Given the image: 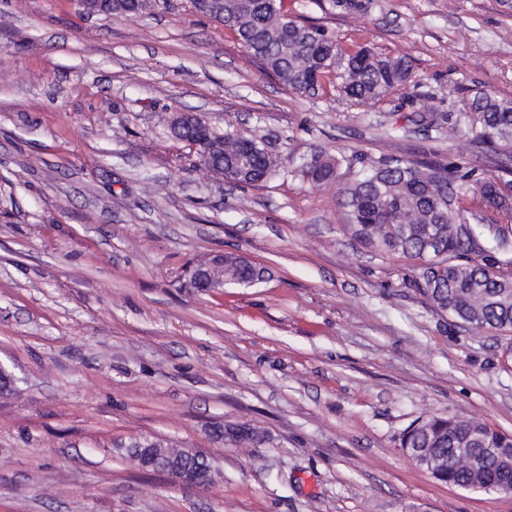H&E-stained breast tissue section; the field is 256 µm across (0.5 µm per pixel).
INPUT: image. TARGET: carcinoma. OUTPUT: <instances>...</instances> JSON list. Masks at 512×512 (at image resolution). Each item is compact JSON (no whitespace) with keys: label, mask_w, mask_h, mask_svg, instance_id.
Segmentation results:
<instances>
[{"label":"carcinoma","mask_w":512,"mask_h":512,"mask_svg":"<svg viewBox=\"0 0 512 512\" xmlns=\"http://www.w3.org/2000/svg\"><path fill=\"white\" fill-rule=\"evenodd\" d=\"M195 7L233 30L265 70L298 93L317 94L334 73L342 92L362 102L386 95L412 75L406 56L344 47L322 26L288 10L286 0H195ZM472 106L482 116L480 126L471 128L475 141L512 144L511 99L484 93L472 100ZM207 141L223 144L224 152L211 160L217 170L237 177L241 184L264 182L274 171L275 162L261 139L230 130L219 135L211 129ZM338 166L339 159L322 155L300 164L318 180L333 178ZM467 191L465 184L448 178L444 164L388 155L361 166L341 187L348 208L346 224L363 245L407 257L442 254L443 267L434 283L426 282L423 288L434 310L449 312L475 332L512 329V282L490 278L485 266L467 259L474 250L473 238L481 237V225L473 224L471 233H463L465 210L451 206ZM478 192L486 207L512 209V195L499 193L490 180L483 181ZM475 428V422L459 414L426 418L405 431L400 447L426 448L431 457L448 460V465L431 472L441 483L461 489L511 484L512 471L494 457L484 458L478 471L453 464L457 454H484L481 444L470 439Z\"/></svg>","instance_id":"cac0c4a2"}]
</instances>
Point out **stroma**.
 <instances>
[{
    "label": "stroma",
    "mask_w": 512,
    "mask_h": 512,
    "mask_svg": "<svg viewBox=\"0 0 512 512\" xmlns=\"http://www.w3.org/2000/svg\"><path fill=\"white\" fill-rule=\"evenodd\" d=\"M301 14L343 45L408 55L412 82L358 103L282 85L193 0L102 14L80 0H0V512H512V497L436 481L399 446L431 416L512 434V331L471 335L435 312L418 260L361 245L322 154L381 155L512 182V147L466 127L480 91L512 99V0H374ZM193 112L263 138L276 161L228 185L173 137ZM485 227L472 258L512 274V213L460 201ZM224 251L249 288H186ZM238 424L257 441L214 442ZM143 436L208 458L212 487L126 451ZM340 162L339 159L317 156L311 162H302L300 167L306 169V173L318 180H328L335 176Z\"/></svg>",
    "instance_id": "stroma-1"
}]
</instances>
